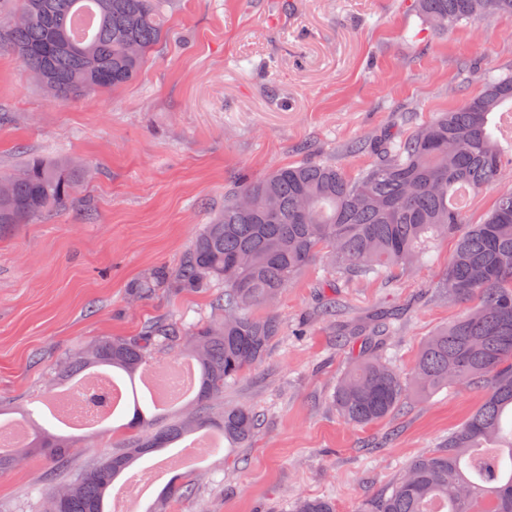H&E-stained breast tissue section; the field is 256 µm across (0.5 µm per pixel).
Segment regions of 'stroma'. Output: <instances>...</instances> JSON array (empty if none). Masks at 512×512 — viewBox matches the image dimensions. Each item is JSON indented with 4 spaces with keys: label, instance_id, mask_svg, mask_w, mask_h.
<instances>
[{
    "label": "stroma",
    "instance_id": "35a3bbf8",
    "mask_svg": "<svg viewBox=\"0 0 512 512\" xmlns=\"http://www.w3.org/2000/svg\"><path fill=\"white\" fill-rule=\"evenodd\" d=\"M170 13L136 79L74 101L49 97L0 49V174L34 155L93 172L79 203L0 237V414L27 427L59 432L42 402L60 366L96 340L212 314L209 288L138 300L129 287L178 263L235 177L314 161L357 174L375 156L347 153L349 143L407 134L479 95L483 74L512 72V16L439 31L411 0H175ZM452 250L439 241L378 278L319 262L299 273L270 309L280 336L224 387V405L259 410L261 428L248 446L194 466L195 494L166 512H293L302 497L355 512L437 450L481 389L413 397L366 426L345 424L333 395L348 342L372 315H397L388 351L407 373L424 338L466 311L438 286ZM330 297L336 311L326 316ZM75 437L72 470L109 456L125 434L107 424ZM56 473L44 457L17 459L0 473V512H51Z\"/></svg>",
    "mask_w": 512,
    "mask_h": 512
}]
</instances>
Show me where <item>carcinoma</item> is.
I'll return each instance as SVG.
<instances>
[{"label": "carcinoma", "instance_id": "cac0c4a2", "mask_svg": "<svg viewBox=\"0 0 512 512\" xmlns=\"http://www.w3.org/2000/svg\"><path fill=\"white\" fill-rule=\"evenodd\" d=\"M19 2L26 21L0 17V48L16 55L50 95L70 101L133 81L164 37L172 0ZM414 7L439 30L512 15V0H415ZM505 105L512 114L511 73L488 77L481 94L406 135L370 142L376 161L354 176L333 163H306L240 180L175 267L153 269L130 287L136 298L160 288L216 287V316L188 329L163 320L139 336L102 338L60 372L69 381L104 368L132 382L153 351L189 340L198 348L193 420L160 424L158 413L147 416L148 402L133 395L114 414H132L122 425L125 446L82 471H62L71 487L54 498V512H111L112 489L127 470L194 431L248 445L260 414L243 406L217 409L213 402L280 335L278 319L257 309L273 305L313 262L378 276L448 237L455 249L440 287L474 306L424 340L406 376L382 355L392 319L371 320L334 403L345 423L363 426L387 418L412 395L453 385L478 387L484 398L439 449L409 464L390 494L363 502L357 512H512V193L499 196L478 224L468 223L454 200L461 186L478 192L499 179L503 152L489 122ZM85 171L70 160L31 157L18 173L1 177L11 191L0 195V235L69 207ZM19 447L63 466L73 442L38 426ZM295 512H335V504L303 499Z\"/></svg>", "mask_w": 512, "mask_h": 512}]
</instances>
